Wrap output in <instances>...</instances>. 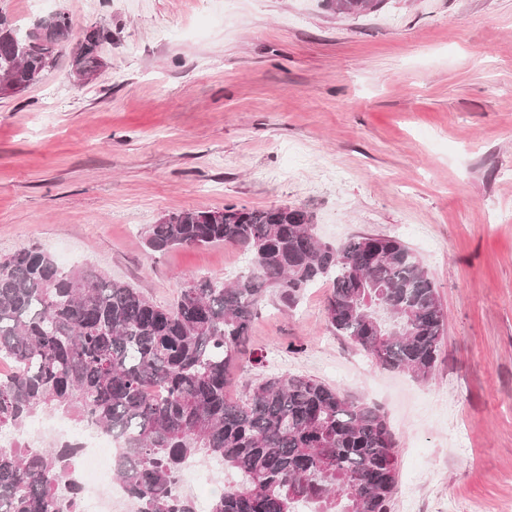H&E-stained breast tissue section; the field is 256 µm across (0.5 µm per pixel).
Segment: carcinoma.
Masks as SVG:
<instances>
[{
	"instance_id": "cac0c4a2",
	"label": "carcinoma",
	"mask_w": 512,
	"mask_h": 512,
	"mask_svg": "<svg viewBox=\"0 0 512 512\" xmlns=\"http://www.w3.org/2000/svg\"><path fill=\"white\" fill-rule=\"evenodd\" d=\"M382 0H335L345 16ZM71 22L55 13L25 28L0 15V80L20 93L54 68ZM97 28L71 52V72L105 67ZM164 253L224 243L253 269L229 284L200 278L161 306L133 285L86 267L61 268L33 248L0 258V512H77L79 488L58 475L75 442L34 447L22 429L55 412L92 422L122 440L116 480L138 512H193L176 488L191 457L216 459L238 476L208 512H387L398 448L384 414L318 380L285 374L249 384L239 399L225 387L246 359L252 319L270 288L295 305L305 288L330 284L325 316L383 368L427 379L445 312L418 256L401 241L368 235L341 244L317 239L301 208L189 209L164 216L143 235Z\"/></svg>"
}]
</instances>
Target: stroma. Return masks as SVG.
I'll return each mask as SVG.
<instances>
[{
  "label": "stroma",
  "instance_id": "35a3bbf8",
  "mask_svg": "<svg viewBox=\"0 0 512 512\" xmlns=\"http://www.w3.org/2000/svg\"><path fill=\"white\" fill-rule=\"evenodd\" d=\"M72 40L97 26L108 67L70 51L0 95V256L39 247L174 302L189 278L248 273L238 248L149 252L186 209L300 207L320 241L399 238L446 314L433 374L378 366L326 323L329 286L275 291L229 398L300 374L379 406L395 436L388 512H512V0H50Z\"/></svg>",
  "mask_w": 512,
  "mask_h": 512
}]
</instances>
